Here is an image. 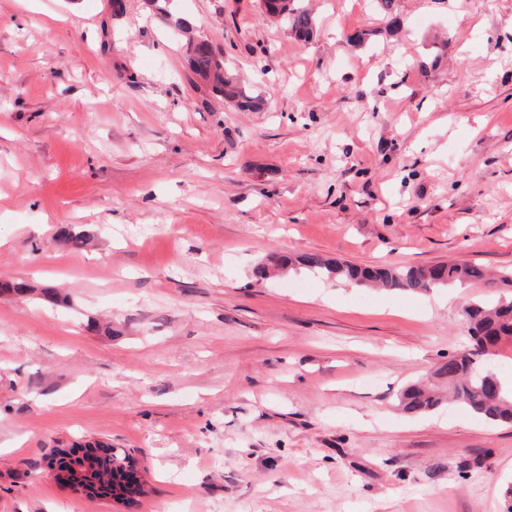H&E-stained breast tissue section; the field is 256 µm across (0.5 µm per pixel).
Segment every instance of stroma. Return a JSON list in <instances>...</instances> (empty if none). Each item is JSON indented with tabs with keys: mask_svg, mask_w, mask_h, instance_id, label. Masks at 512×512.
I'll list each match as a JSON object with an SVG mask.
<instances>
[{
	"mask_svg": "<svg viewBox=\"0 0 512 512\" xmlns=\"http://www.w3.org/2000/svg\"><path fill=\"white\" fill-rule=\"evenodd\" d=\"M124 4L0 0V512H506L512 423L397 402L486 282L253 270L512 268V0H303L307 42L259 0ZM179 17L262 110L191 80ZM95 440L132 506L48 477ZM281 269H304L314 277L346 281L355 286L373 285L397 293H423L434 288L463 285L485 276L481 267L466 260L430 267L399 268L393 266L360 267L324 258L318 253H305L293 260L282 258Z\"/></svg>",
	"mask_w": 512,
	"mask_h": 512,
	"instance_id": "35a3bbf8",
	"label": "stroma"
}]
</instances>
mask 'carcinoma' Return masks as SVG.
<instances>
[{"label": "carcinoma", "mask_w": 512, "mask_h": 512, "mask_svg": "<svg viewBox=\"0 0 512 512\" xmlns=\"http://www.w3.org/2000/svg\"><path fill=\"white\" fill-rule=\"evenodd\" d=\"M267 14H278L292 33L307 40L315 32V18L301 5V0H262ZM184 55L190 72L212 85L224 100L242 112H252L263 105L225 69L224 58L201 39L189 38ZM282 268L303 269L315 277L346 281L356 286L373 285L397 293H423L434 288L463 285L484 278L481 267L457 260L430 267L399 268L393 266L360 267L324 258L318 253H305L293 260L283 259ZM464 325L472 341L469 348L448 357L435 369V375L448 379L453 399L467 411L492 423L512 422V386H508L492 368L490 359L504 344H512V295L492 296L468 303L463 309ZM441 405L440 395L410 383L402 392L400 406L411 415L430 412ZM104 454L95 460L92 478L97 485L111 486L119 478L118 461H128L131 453H112V447L101 444Z\"/></svg>", "instance_id": "cac0c4a2"}]
</instances>
